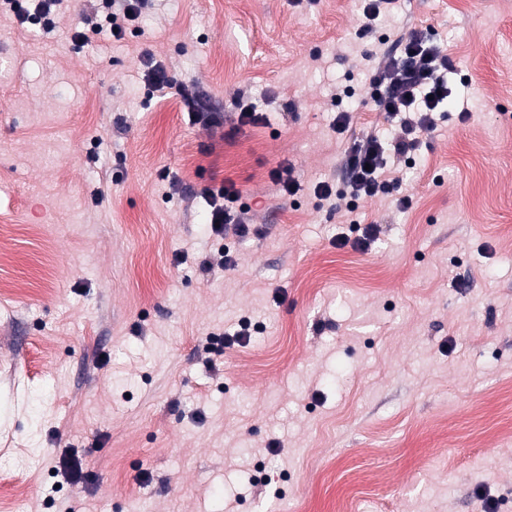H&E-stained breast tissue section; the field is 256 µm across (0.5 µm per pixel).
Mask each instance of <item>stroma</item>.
<instances>
[{"label":"stroma","mask_w":512,"mask_h":512,"mask_svg":"<svg viewBox=\"0 0 512 512\" xmlns=\"http://www.w3.org/2000/svg\"><path fill=\"white\" fill-rule=\"evenodd\" d=\"M99 20L0 17V512H512V0H400L369 31L357 0H153L71 39ZM415 33L447 50L450 104L410 207L347 213L314 194L343 180L334 94ZM239 89L265 123L181 99ZM229 182L255 229L233 270L200 195ZM269 177L282 200L288 199V196H293L300 190V185L292 176V168L288 164L270 171Z\"/></svg>","instance_id":"1"}]
</instances>
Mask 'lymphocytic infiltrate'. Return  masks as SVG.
Wrapping results in <instances>:
<instances>
[{"label":"lymphocytic infiltrate","mask_w":512,"mask_h":512,"mask_svg":"<svg viewBox=\"0 0 512 512\" xmlns=\"http://www.w3.org/2000/svg\"><path fill=\"white\" fill-rule=\"evenodd\" d=\"M63 3L64 0H0V16L22 25H37L48 32L55 29ZM448 66V55L441 47L425 45L414 36L400 52L383 51L369 77L367 95L374 111L398 119L399 129L388 143L372 133L353 137L345 155L343 176V193L351 201L385 191L389 185L388 157L410 161L417 146L416 132L432 128L433 112L448 100ZM204 194L211 208L213 236L223 239L232 234L243 238L250 234L249 208L239 204L232 187L208 188Z\"/></svg>","instance_id":"obj_1"}]
</instances>
